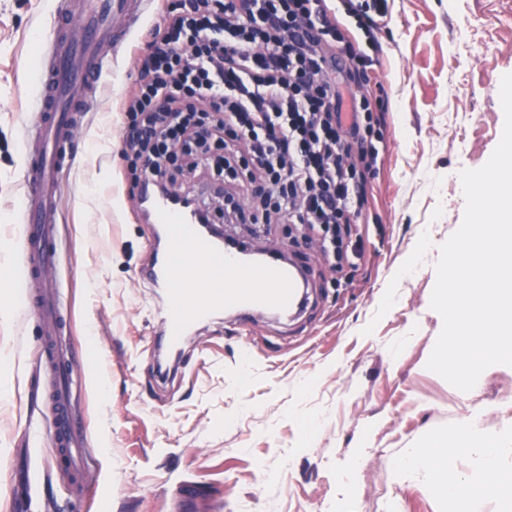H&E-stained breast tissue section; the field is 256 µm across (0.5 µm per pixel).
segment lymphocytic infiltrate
Returning a JSON list of instances; mask_svg holds the SVG:
<instances>
[{"mask_svg":"<svg viewBox=\"0 0 512 512\" xmlns=\"http://www.w3.org/2000/svg\"><path fill=\"white\" fill-rule=\"evenodd\" d=\"M178 0L127 100L122 153L136 180L166 188L169 169L210 167L236 224H298L332 264L368 221L384 140L381 84L370 70L388 0ZM347 57L349 98L336 90Z\"/></svg>","mask_w":512,"mask_h":512,"instance_id":"1","label":"lymphocytic infiltrate"}]
</instances>
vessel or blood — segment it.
Segmentation results:
<instances>
[{
    "label": "vessel or blood",
    "mask_w": 512,
    "mask_h": 512,
    "mask_svg": "<svg viewBox=\"0 0 512 512\" xmlns=\"http://www.w3.org/2000/svg\"><path fill=\"white\" fill-rule=\"evenodd\" d=\"M143 13L144 0H61L32 94L37 119L24 129L25 191L12 236L16 246L12 274L26 286L22 302L27 313L51 321L43 350L64 381L62 390L52 393L56 409L52 439L68 463L80 470L89 469L91 459L71 420L74 393L82 387L84 373L75 370L60 350L70 321L54 250L59 188L71 164L69 141L82 126L110 63L103 49L118 44ZM141 206L145 219L160 227V242L144 277L158 291L154 313L161 351L172 353L198 325L219 316L242 322L265 308L291 321L303 310L301 271L274 256L243 261L237 249L206 233L152 186H144ZM194 282L206 286L203 299L192 300Z\"/></svg>",
    "instance_id": "b4317fda"
}]
</instances>
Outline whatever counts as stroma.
Instances as JSON below:
<instances>
[{
    "label": "stroma",
    "mask_w": 512,
    "mask_h": 512,
    "mask_svg": "<svg viewBox=\"0 0 512 512\" xmlns=\"http://www.w3.org/2000/svg\"><path fill=\"white\" fill-rule=\"evenodd\" d=\"M52 0H0V244L22 204L26 93ZM172 0H151L69 143L56 247L71 304L63 344L107 385L83 388L74 424L93 463L74 476L47 428L44 324L12 309L0 266V353L21 376L0 399V512H446L432 474L403 473L406 449L455 440L465 416L487 433L512 425V367L460 391L426 367L442 328L431 309L439 247L460 226L459 172L483 166L502 134L499 90L512 73V0H389L374 73L388 93L386 149L370 181L360 261L331 266L291 224H225L253 247L288 250L310 278L309 310L285 323L215 319L156 376L157 243L121 154L120 110ZM351 481H343L345 471Z\"/></svg>",
    "instance_id": "stroma-1"
}]
</instances>
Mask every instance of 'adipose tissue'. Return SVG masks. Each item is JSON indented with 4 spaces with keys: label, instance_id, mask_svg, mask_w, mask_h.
I'll return each mask as SVG.
<instances>
[{
    "label": "adipose tissue",
    "instance_id": "adipose-tissue-1",
    "mask_svg": "<svg viewBox=\"0 0 512 512\" xmlns=\"http://www.w3.org/2000/svg\"><path fill=\"white\" fill-rule=\"evenodd\" d=\"M461 433L460 442L452 448L436 442L428 448L406 449L399 468L404 472L425 468L437 473L448 512H481V488L512 489V472L502 470L498 465L500 454L512 448V430L488 435L476 417L471 416L462 421ZM459 454L475 460L478 478L468 479L452 470L451 460Z\"/></svg>",
    "mask_w": 512,
    "mask_h": 512
}]
</instances>
